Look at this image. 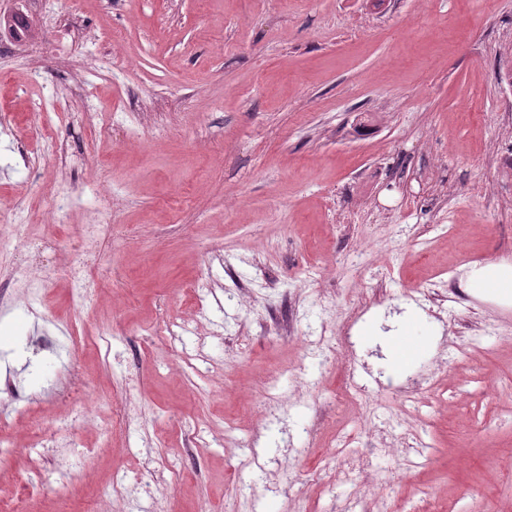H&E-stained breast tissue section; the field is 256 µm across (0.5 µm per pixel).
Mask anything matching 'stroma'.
Segmentation results:
<instances>
[{
	"label": "stroma",
	"mask_w": 512,
	"mask_h": 512,
	"mask_svg": "<svg viewBox=\"0 0 512 512\" xmlns=\"http://www.w3.org/2000/svg\"><path fill=\"white\" fill-rule=\"evenodd\" d=\"M29 41L0 37V233L51 234L59 192L89 223L120 200L81 306L61 279L0 291V378L19 398L0 497L32 512H338L357 494L413 512H512V305L470 294L474 264L512 263V0H0ZM115 114L96 138L84 108ZM51 130L54 150L37 135ZM361 259L363 275L352 272ZM203 282L197 298L184 290ZM355 358L341 363L337 324ZM294 317L280 335L270 314ZM195 330L170 345L162 322ZM425 352L395 363L397 329ZM80 337L76 353L23 352ZM101 391L76 404L71 369ZM369 402L336 411L346 370ZM437 382L404 403L413 377ZM274 381L267 409L262 387ZM130 428H112L114 407ZM345 423L364 469L325 446ZM71 420L79 464L44 460L31 422ZM318 427L317 438L308 431ZM151 484L142 497L116 480Z\"/></svg>",
	"instance_id": "stroma-1"
}]
</instances>
